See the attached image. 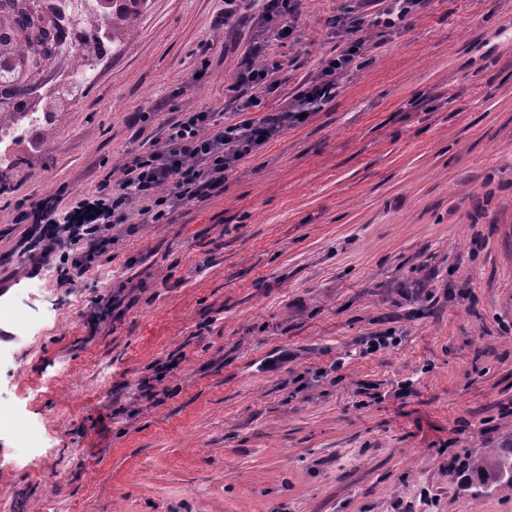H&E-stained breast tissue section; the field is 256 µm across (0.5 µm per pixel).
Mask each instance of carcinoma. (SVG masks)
Masks as SVG:
<instances>
[{"mask_svg":"<svg viewBox=\"0 0 512 512\" xmlns=\"http://www.w3.org/2000/svg\"><path fill=\"white\" fill-rule=\"evenodd\" d=\"M146 0H89L91 11L85 13L90 20H100L110 34L97 30L81 43L75 69L91 70L99 57L103 40L117 33H128L144 9ZM0 10L5 12V22L20 37L12 45L13 54L27 67L29 72L41 69L43 61L56 55H64L68 49V33L57 23L48 24L27 0H3ZM512 461V447L497 451L490 458L468 461L465 466L477 476L484 486L502 481V468Z\"/></svg>","mask_w":512,"mask_h":512,"instance_id":"carcinoma-1","label":"carcinoma"}]
</instances>
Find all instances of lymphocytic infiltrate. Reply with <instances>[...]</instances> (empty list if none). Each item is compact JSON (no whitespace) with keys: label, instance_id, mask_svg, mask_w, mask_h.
<instances>
[{"label":"lymphocytic infiltrate","instance_id":"lymphocytic-infiltrate-1","mask_svg":"<svg viewBox=\"0 0 512 512\" xmlns=\"http://www.w3.org/2000/svg\"><path fill=\"white\" fill-rule=\"evenodd\" d=\"M361 40L354 39L328 62L320 77L305 83L300 101L334 98L338 81L355 59ZM287 116L267 114L259 120H246L212 131V113L185 112L170 123L161 147L134 155L123 167L120 183L103 179L91 195L75 206L64 207V192L50 195L32 205L33 226L28 231L34 259L46 262L63 252L67 245L81 249L80 257L69 266L59 267L61 281L81 276L112 243V232L127 221V209L133 199L145 202L153 221L164 220L166 186L177 189L180 198L194 199L224 181L230 165L250 155L256 145L278 132Z\"/></svg>","mask_w":512,"mask_h":512}]
</instances>
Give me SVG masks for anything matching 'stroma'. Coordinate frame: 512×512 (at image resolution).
Here are the masks:
<instances>
[{
    "instance_id": "35a3bbf8",
    "label": "stroma",
    "mask_w": 512,
    "mask_h": 512,
    "mask_svg": "<svg viewBox=\"0 0 512 512\" xmlns=\"http://www.w3.org/2000/svg\"><path fill=\"white\" fill-rule=\"evenodd\" d=\"M349 7L298 0L281 41L260 0H147L88 81L70 53L0 101V306L30 319L0 335L10 512H512V485L476 494L449 462L512 443V0L365 29L334 99L162 223L131 208L77 282L26 252L31 203L120 180L179 113L238 122L225 87L259 38L273 69L247 116L292 107L345 49ZM20 425L44 448L30 466Z\"/></svg>"
}]
</instances>
